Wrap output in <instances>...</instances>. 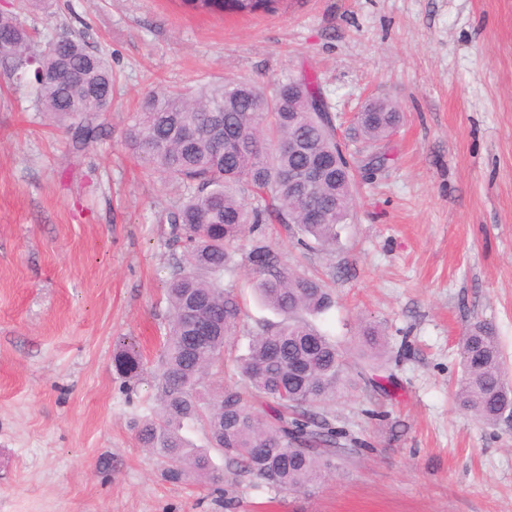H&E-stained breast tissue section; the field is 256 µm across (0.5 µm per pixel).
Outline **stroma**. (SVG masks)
<instances>
[{"label": "stroma", "instance_id": "obj_1", "mask_svg": "<svg viewBox=\"0 0 512 512\" xmlns=\"http://www.w3.org/2000/svg\"><path fill=\"white\" fill-rule=\"evenodd\" d=\"M46 37L81 35L116 84L98 139L40 112L0 62V512H512V420L475 421L455 398L460 336L491 323L512 384V0H279L252 14L179 0H0ZM314 74L346 137L371 98L403 120L386 165L357 190L331 248L265 227L284 263L323 279L316 326L347 351L350 387L325 409L345 432L331 475L281 495L237 478L163 476L133 423L151 415L166 290L184 248L161 216L185 195L140 164L126 131L160 88L224 79L273 86ZM238 261L224 276L246 317L232 348L278 316ZM385 339L362 352L360 324ZM134 339L146 367L113 368ZM379 362L387 391L361 371Z\"/></svg>", "mask_w": 512, "mask_h": 512}]
</instances>
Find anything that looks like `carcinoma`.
Listing matches in <instances>:
<instances>
[{
  "label": "carcinoma",
  "instance_id": "carcinoma-1",
  "mask_svg": "<svg viewBox=\"0 0 512 512\" xmlns=\"http://www.w3.org/2000/svg\"><path fill=\"white\" fill-rule=\"evenodd\" d=\"M194 11L252 13L277 0H180ZM0 59L11 63L35 92L42 111L60 125L83 117L73 130L75 147L99 135L94 120L112 104V68L80 37L38 41L10 15H0ZM70 69L74 79L55 75ZM356 117L355 131L372 152L347 153L336 139L332 106L315 75H290L271 91L256 82L224 80L195 89L148 93L140 117L127 132L148 171L183 184L187 197L165 216L173 238L185 242L178 271L167 289L170 324L155 370L157 408L135 424L139 444L179 481L194 474L214 484L224 480L207 450L188 445L181 430L203 424L210 447L220 451L237 477H253L282 494L304 491L324 479L343 432L324 417L347 368V353L312 318L333 305L318 279L286 266L258 237L246 259L258 275L255 290L281 316L251 334L250 351L238 367L239 387L212 394L206 377L224 364V352L240 329L238 296L224 288V273L236 264L241 243L273 220L293 224L311 248L335 244L338 227L351 216L357 178L384 166L379 145L401 115L373 99ZM320 157L331 167L316 191L303 194L288 173ZM331 204L317 222L309 212ZM360 346L383 347L376 327L359 331ZM463 379L459 407L478 420L497 423L512 414L505 368L491 324L473 323L459 346ZM118 373L130 382L144 373L132 343L114 354Z\"/></svg>",
  "mask_w": 512,
  "mask_h": 512
}]
</instances>
